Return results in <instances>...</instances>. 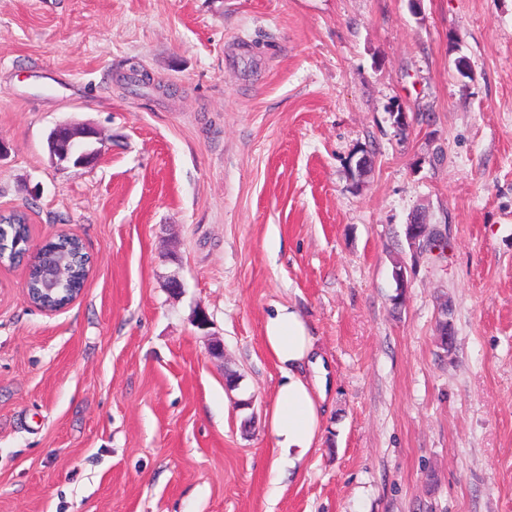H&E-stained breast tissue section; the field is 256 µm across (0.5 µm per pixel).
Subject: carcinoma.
<instances>
[{"instance_id": "carcinoma-1", "label": "carcinoma", "mask_w": 512, "mask_h": 512, "mask_svg": "<svg viewBox=\"0 0 512 512\" xmlns=\"http://www.w3.org/2000/svg\"><path fill=\"white\" fill-rule=\"evenodd\" d=\"M29 239L27 217L22 212L0 215V262L12 263L15 256L26 250ZM89 254L83 243L66 233L43 244L42 249L28 269L26 288L36 305L43 309L56 310L68 305L78 295L90 270ZM62 262L69 265L68 278L59 282L51 294H44L42 272L44 268Z\"/></svg>"}]
</instances>
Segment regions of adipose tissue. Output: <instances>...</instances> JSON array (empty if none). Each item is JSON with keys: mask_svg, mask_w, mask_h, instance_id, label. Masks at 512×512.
I'll return each instance as SVG.
<instances>
[{"mask_svg": "<svg viewBox=\"0 0 512 512\" xmlns=\"http://www.w3.org/2000/svg\"><path fill=\"white\" fill-rule=\"evenodd\" d=\"M263 341L281 369L276 395L266 412V427L276 447L306 453L321 442L324 433L327 368L315 354L305 320L292 307H275L265 320Z\"/></svg>", "mask_w": 512, "mask_h": 512, "instance_id": "obj_1", "label": "adipose tissue"}]
</instances>
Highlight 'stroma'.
Instances as JSON below:
<instances>
[{
  "mask_svg": "<svg viewBox=\"0 0 512 512\" xmlns=\"http://www.w3.org/2000/svg\"><path fill=\"white\" fill-rule=\"evenodd\" d=\"M0 138V213L94 260L56 312L0 266V512H512V0H0ZM278 304L328 384L274 478ZM93 128L75 122L56 125L49 135V150L53 163L60 168L69 165L75 167L89 166L94 163L98 149H92L93 139H98ZM72 145H79L82 151H74ZM415 224L421 225V227L415 226L409 238L410 249L414 255L421 254L427 249L432 250L437 248L433 246V242L442 237L445 239L440 226L425 224L423 221H418Z\"/></svg>",
  "mask_w": 512,
  "mask_h": 512,
  "instance_id": "35a3bbf8",
  "label": "stroma"
}]
</instances>
